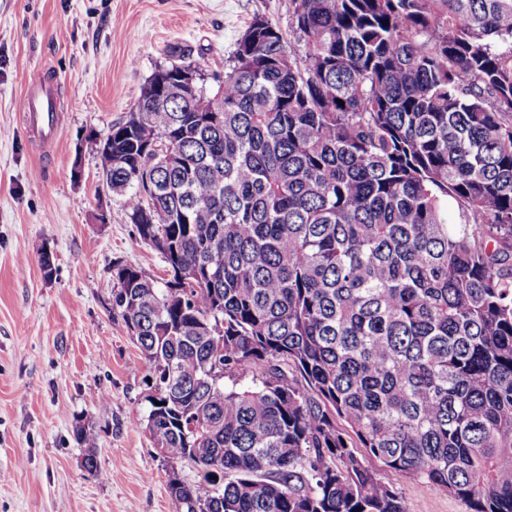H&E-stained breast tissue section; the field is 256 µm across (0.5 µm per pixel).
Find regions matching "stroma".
I'll list each match as a JSON object with an SVG mask.
<instances>
[{
  "label": "stroma",
  "instance_id": "stroma-1",
  "mask_svg": "<svg viewBox=\"0 0 512 512\" xmlns=\"http://www.w3.org/2000/svg\"><path fill=\"white\" fill-rule=\"evenodd\" d=\"M290 0H0V512H176L168 464L137 419L148 410L141 353L111 313L113 267L164 283L163 256L106 191L98 146L151 75L188 49L205 79L223 73L252 19L295 40ZM64 103L46 145L24 121L28 88ZM49 252L45 278L41 252ZM91 427L99 469L76 426ZM408 512H468L370 457Z\"/></svg>",
  "mask_w": 512,
  "mask_h": 512
}]
</instances>
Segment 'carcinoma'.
Masks as SVG:
<instances>
[{"instance_id": "carcinoma-1", "label": "carcinoma", "mask_w": 512, "mask_h": 512, "mask_svg": "<svg viewBox=\"0 0 512 512\" xmlns=\"http://www.w3.org/2000/svg\"><path fill=\"white\" fill-rule=\"evenodd\" d=\"M290 2L99 151L176 512H408L367 454L512 512V0Z\"/></svg>"}]
</instances>
